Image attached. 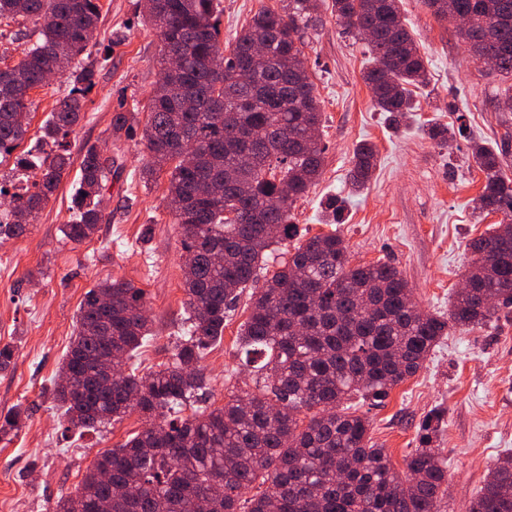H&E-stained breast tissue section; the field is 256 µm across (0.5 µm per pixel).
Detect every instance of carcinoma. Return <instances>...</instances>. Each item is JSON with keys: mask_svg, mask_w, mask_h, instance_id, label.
<instances>
[{"mask_svg": "<svg viewBox=\"0 0 512 512\" xmlns=\"http://www.w3.org/2000/svg\"><path fill=\"white\" fill-rule=\"evenodd\" d=\"M440 21L465 15L455 27L475 60L492 57L495 72L512 77V0H424ZM319 0H288L279 12L260 8L220 50L216 0H143L161 42L164 80L152 96L142 129L149 160L143 174H168L174 223L184 232L183 309L187 328L173 361L145 375L131 367L112 386L94 382L107 351L126 365L150 332L146 293L123 279L97 283L82 301L69 349L52 394L69 427L83 432L132 411L143 429L98 455L76 490L54 512H440L448 464L428 447L440 417L425 424L423 447L397 472L369 436V422L347 412L353 399L380 400L422 367L446 336L491 321L512 306V177L496 151L472 145L485 175L481 213L502 215L494 231L471 241L462 287L448 314L422 311L399 270L388 262L354 265L343 239L331 232L302 239L291 222L295 202L322 173L325 148L307 131L322 110L305 63V37ZM346 33L366 47L372 65L363 80L375 108L397 123L414 110L413 89L424 84L425 62L401 0H332ZM100 0H0V24L32 22L37 39L20 60L0 69V156L28 132L29 91L48 71L72 66L93 42ZM267 60L248 68L254 45ZM181 64L169 69V55ZM95 71L81 70L74 86L41 127V141L67 138L81 117ZM249 127L263 129L247 140ZM135 130L130 112L112 116L115 137ZM70 165L63 153L16 157L14 170L36 168L32 186L13 193L0 211V238L22 235L45 208ZM112 156L91 147L80 163L74 218L66 239H90L105 215L104 183ZM376 166L370 143L351 156L350 183L363 188ZM293 243L275 260L271 246ZM250 313L238 336L252 386L207 406L210 379L201 360L224 338V321L243 292ZM191 410L184 416L182 412ZM26 409L16 405L0 422V439L19 430ZM112 471L115 493L101 474ZM262 490L249 499L254 483ZM468 512H512V452L490 465Z\"/></svg>", "mask_w": 512, "mask_h": 512, "instance_id": "obj_1", "label": "carcinoma"}]
</instances>
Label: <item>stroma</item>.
<instances>
[{
  "instance_id": "35a3bbf8",
  "label": "stroma",
  "mask_w": 512,
  "mask_h": 512,
  "mask_svg": "<svg viewBox=\"0 0 512 512\" xmlns=\"http://www.w3.org/2000/svg\"><path fill=\"white\" fill-rule=\"evenodd\" d=\"M219 3L225 43L261 6L277 8L282 0ZM100 4L96 41L111 45L112 53L106 60L96 52L88 59L95 86L63 142L71 166L26 233L0 240V346L15 348L13 365L0 371V413L17 404L27 410L18 432L0 441V512H52L98 454L144 425L134 412L82 434L67 429L60 417L53 380L86 292L106 279L144 289L153 335L137 359L142 375L172 362L184 322L183 235L168 207V181H142L148 157L139 135H111L114 113L148 111L159 77V38L144 23L138 0ZM401 10L427 61V84L416 91L417 112L396 127L377 111L362 79L369 61L364 43L341 36L331 4L323 0L305 55L323 112L319 134L326 152L322 174L296 202L292 221L309 237L337 230L353 263L393 264L422 310L444 313L461 284L469 242L501 220L474 213L484 175L471 157V144L492 146L511 172L512 111L499 101L506 81L470 57L452 25L437 22L423 0H402ZM73 82L66 73L30 91L28 133L13 155L0 159V185L10 186L15 157L35 146L41 126ZM435 122L450 127L447 145L423 133V125ZM363 141L375 146L377 166L355 193L350 158ZM91 146L110 152L114 166L102 197L106 218L92 239L77 244L61 228L73 215L82 151ZM328 196L345 202V221L334 228L323 222L321 203ZM249 312L245 293L224 325L221 343L204 356L211 405H223L225 395L248 380L237 337ZM356 412L369 421L373 442L400 471L420 445L427 415L439 413L441 427L431 445L448 464L441 512H468L489 465L512 451V307L500 309L486 325L442 340L414 376L383 400L357 403Z\"/></svg>"
}]
</instances>
